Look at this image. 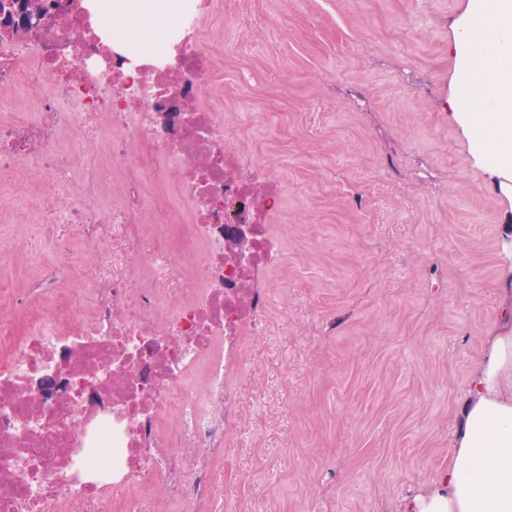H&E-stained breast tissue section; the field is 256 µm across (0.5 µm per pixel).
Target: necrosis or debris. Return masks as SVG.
<instances>
[{
  "instance_id": "4bbe7bcc",
  "label": "necrosis or debris",
  "mask_w": 512,
  "mask_h": 512,
  "mask_svg": "<svg viewBox=\"0 0 512 512\" xmlns=\"http://www.w3.org/2000/svg\"><path fill=\"white\" fill-rule=\"evenodd\" d=\"M42 0L38 39L0 40V223L25 206L82 229L81 249L46 268L41 302L16 299L0 317V512H212L218 462L235 426L232 376L261 327L264 290L281 243L267 224L283 190L261 162L224 141V114L204 106L214 82L200 37L210 0H185L160 47L134 48L99 22L93 0ZM150 149L138 174L117 176L132 147ZM38 177L49 194L21 196ZM163 198L160 255L130 253L119 274L90 258L119 215L128 237ZM250 249L236 262L228 242ZM197 252L188 298L144 287L162 260ZM65 387L44 394L41 377Z\"/></svg>"
}]
</instances>
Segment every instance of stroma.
<instances>
[{
  "label": "stroma",
  "instance_id": "stroma-1",
  "mask_svg": "<svg viewBox=\"0 0 512 512\" xmlns=\"http://www.w3.org/2000/svg\"><path fill=\"white\" fill-rule=\"evenodd\" d=\"M470 0H212L205 102L285 188L282 259L233 378L214 512H400L448 468L488 336L512 331V191L455 121ZM0 224V309L80 240Z\"/></svg>",
  "mask_w": 512,
  "mask_h": 512
}]
</instances>
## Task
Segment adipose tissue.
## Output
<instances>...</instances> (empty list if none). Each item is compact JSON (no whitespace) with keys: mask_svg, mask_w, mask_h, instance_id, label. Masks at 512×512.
I'll return each mask as SVG.
<instances>
[{"mask_svg":"<svg viewBox=\"0 0 512 512\" xmlns=\"http://www.w3.org/2000/svg\"><path fill=\"white\" fill-rule=\"evenodd\" d=\"M102 18L133 43L157 44L172 19L169 0H99ZM483 21L484 38L474 35ZM458 65L484 92L457 122L473 132L478 159L512 179V0H471L455 36ZM402 512H512V334L493 337L461 409L448 470Z\"/></svg>","mask_w":512,"mask_h":512,"instance_id":"adipose-tissue-1","label":"adipose tissue"}]
</instances>
